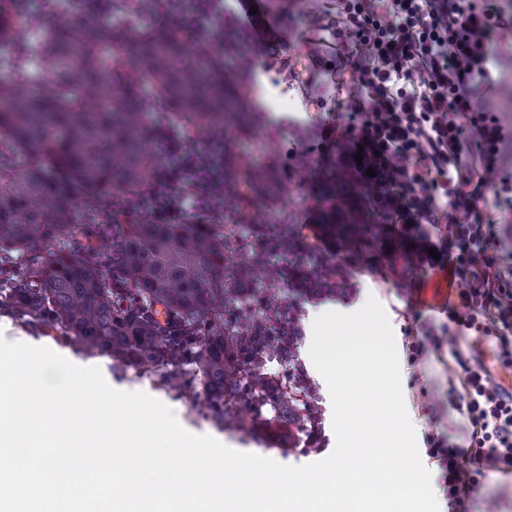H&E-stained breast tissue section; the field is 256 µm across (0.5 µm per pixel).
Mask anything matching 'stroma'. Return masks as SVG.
Wrapping results in <instances>:
<instances>
[{"label":"stroma","mask_w":512,"mask_h":512,"mask_svg":"<svg viewBox=\"0 0 512 512\" xmlns=\"http://www.w3.org/2000/svg\"><path fill=\"white\" fill-rule=\"evenodd\" d=\"M279 34L283 52L272 65L257 58L254 74L259 79L262 119L273 133L271 149L276 153L282 177L292 190L283 207L288 220L305 224L315 217L314 205L326 192L320 176L336 167L335 152L322 151L318 127L329 123L347 124L342 95L336 81L349 78L353 60L342 59L343 47L336 36V14L331 0H291L283 10L265 11ZM503 81L482 99L484 108L500 113L512 124V32L495 45ZM482 223L495 225L497 237L488 248L498 260L503 275L512 274V213H501L493 194L476 203ZM390 225L377 228V243L366 253L349 281L354 288L352 301L374 297L385 309L394 332L401 372L405 407L416 429L418 447H425L429 432L439 431L452 448L468 446L469 425L450 395L457 384L455 351L483 355L493 363L497 343L493 336H469L458 349L441 345L429 349L416 364H409V339H421L427 328L447 322L448 296L455 288L440 268L411 266L409 246L392 247ZM115 389H143L154 398L176 404L185 428L193 433L222 437L225 445L240 452L254 453L285 465L299 466L328 457L336 439L329 405L322 388H315L312 399L321 410L326 444L321 451H304V434L289 424L283 410L264 409L251 435L217 424L205 398L188 401L179 393L159 388L154 378L134 368L111 367ZM512 512V474L486 471L480 491L466 505V512Z\"/></svg>","instance_id":"stroma-1"}]
</instances>
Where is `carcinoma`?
I'll use <instances>...</instances> for the list:
<instances>
[{
	"label": "carcinoma",
	"instance_id": "carcinoma-1",
	"mask_svg": "<svg viewBox=\"0 0 512 512\" xmlns=\"http://www.w3.org/2000/svg\"><path fill=\"white\" fill-rule=\"evenodd\" d=\"M25 0H0V48L10 51L0 79V309L39 323L55 339L116 366H133L191 399L204 396L224 421L244 427L239 413L300 405L293 376L265 386L261 373L275 346L241 345L259 332L261 307L280 285V270L315 275L322 267L319 235L298 224L274 232L288 250L272 249L274 234L252 213L283 217L288 182L274 164L260 165L232 148L229 130L254 128L251 54L240 32L224 33V54L209 36L187 48L180 15L160 29L121 25L130 11L150 16L155 0H112L108 12L63 11L42 39ZM154 90L147 100L140 88ZM164 112L174 129L224 136V209L234 224H154L147 216L112 214L123 265L92 257L93 243L71 241L91 226L113 197L150 187L155 157L147 147L152 118ZM336 251L375 246L380 220L361 184L336 175L332 198ZM52 242L63 247L30 264L15 259ZM167 314L197 337L191 344L165 333Z\"/></svg>",
	"mask_w": 512,
	"mask_h": 512
}]
</instances>
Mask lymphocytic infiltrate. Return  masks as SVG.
I'll list each match as a JSON object with an SVG mask.
<instances>
[{"label":"lymphocytic infiltrate","mask_w":512,"mask_h":512,"mask_svg":"<svg viewBox=\"0 0 512 512\" xmlns=\"http://www.w3.org/2000/svg\"><path fill=\"white\" fill-rule=\"evenodd\" d=\"M337 32L362 61L343 101L351 122L327 126L322 138L336 162L370 188L375 204L396 224L445 227L438 244L423 242L412 257L436 266L448 258L449 279L464 286L448 306L441 334L427 333L415 347L456 346L467 331L489 334L512 322V278L486 255L488 225L474 203L486 188L465 158L478 156L498 172L497 203L512 209V173L500 170V154L512 129L486 111L480 93L496 85L493 37L512 28L496 0H336ZM169 156L157 170L153 191L125 208L161 224L206 221L224 200V177L210 156L192 151L168 128L154 131ZM457 400L470 427L466 451L438 434L426 439L451 507H463L488 469L512 473V391L476 356L457 355Z\"/></svg>","instance_id":"f902f5d3"}]
</instances>
